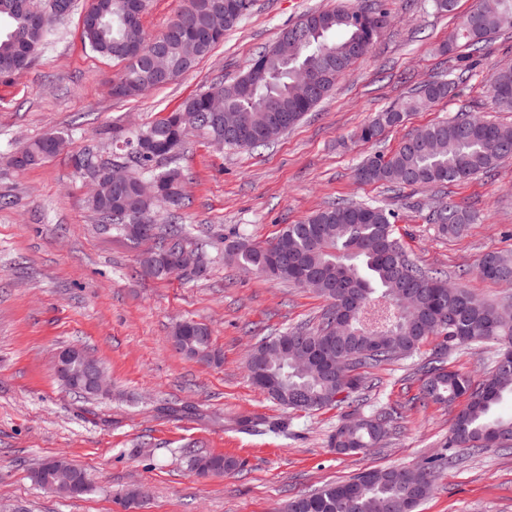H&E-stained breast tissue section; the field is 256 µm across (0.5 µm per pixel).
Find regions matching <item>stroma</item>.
<instances>
[{
	"mask_svg": "<svg viewBox=\"0 0 512 512\" xmlns=\"http://www.w3.org/2000/svg\"><path fill=\"white\" fill-rule=\"evenodd\" d=\"M479 0H457L451 14L431 0H386L389 23L312 112L271 146L221 148L191 133L178 161L190 179L180 223L200 231L206 274L158 280L139 268L142 246L99 231L89 185L71 165L85 146L112 153V128L136 129L188 98L245 72L258 53L309 11L336 0H255L251 12L189 72L145 95L119 100L110 85L120 64L84 43L80 18L89 0L56 27L23 74L0 80V512H280L288 499L360 473L413 467L441 453L458 405L421 399L427 341L412 358L371 372L365 405L385 404L396 429L383 447L358 454L330 450L328 437L347 405L312 413L284 408L261 394L246 370L257 336L316 326L327 306L308 288L273 281L224 260V241L243 234L274 239L289 224L339 200L395 211V228L420 266L461 280L474 295L512 303V287L475 268L487 252L512 248V158L493 172L444 186L390 192L354 176L367 155L389 153L407 135L467 110L512 126L488 92L493 69L512 64V31L496 35L454 96L411 113L373 143L356 139L376 112L411 88L447 77L458 53L444 50L455 26ZM49 133L69 143L48 162L14 169L10 155ZM450 198L475 211L457 238L429 224ZM191 319L212 332L219 362L177 351L171 334ZM78 346L104 367L108 390L74 398L58 380L53 356ZM259 415L272 428L244 430ZM241 460L240 470L197 475L195 454ZM61 456L86 469L92 491L69 498L40 489L31 471ZM419 512H512V448L462 455L442 468Z\"/></svg>",
	"mask_w": 512,
	"mask_h": 512,
	"instance_id": "35a3bbf8",
	"label": "stroma"
}]
</instances>
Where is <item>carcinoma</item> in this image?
Here are the masks:
<instances>
[{
    "instance_id": "carcinoma-1",
    "label": "carcinoma",
    "mask_w": 512,
    "mask_h": 512,
    "mask_svg": "<svg viewBox=\"0 0 512 512\" xmlns=\"http://www.w3.org/2000/svg\"><path fill=\"white\" fill-rule=\"evenodd\" d=\"M67 10L51 21L34 24L19 0H0V79L27 70L44 46L55 24L69 14L73 0H61ZM212 0H187L181 26L165 34L164 66L154 67L130 52L150 42L142 24H130L129 0H91L89 10L97 21L82 24V37L91 49L124 67L112 93L119 98L137 97L190 71L250 10L253 0H240L236 12L216 14ZM389 13L380 3H359L308 12L283 31L275 43L261 52L264 76L253 79L254 68L238 79L218 84L230 122L215 123L209 105L211 90L191 97L174 114L182 117L176 127L162 116L137 131L112 128L117 153L112 161L138 168L147 177L129 175L120 191L102 174L92 183L89 205L99 229L116 233L134 243L150 241L142 253V271L163 279L172 274L170 257L183 248L194 249L198 265L183 279L192 281L207 270L204 252L185 224H158L162 206L180 207L186 197L181 187L187 174L177 165L186 137L201 130L228 148L249 150L268 145L295 127L336 84V68L348 69L358 57L354 49L371 46ZM512 28V0H501L499 9L476 7L467 14L448 40V51L458 44L472 56H480L487 40ZM313 70L317 88L296 86L297 69ZM458 78L433 79L412 89L400 103L377 113L357 132V139L373 142L404 122L412 112L431 107L458 87ZM492 102L501 112H512V65L496 67L490 77ZM57 134H49L20 146L17 165L27 170L57 155ZM512 156V127L486 121L470 113L428 125L403 140L389 154H375L355 169L364 183L387 187H414L462 182L483 173ZM161 181L166 199L150 195L146 185ZM475 215L453 200L440 203L429 222L450 237L461 235ZM395 214L372 203H336L316 211L299 224H289L273 240L253 243L242 237L226 247V254L240 268L258 270L279 265L275 280L301 285L327 296L330 305L317 328H290L255 344L247 359L248 376L268 374L278 388L269 394L281 406L313 412L332 404L353 405L352 426H337L329 445L339 454H356L381 447L394 429L393 412L373 405L362 411L359 403L366 375L386 363L405 360L428 339L438 338L433 357L423 367L421 398L451 405L461 397L466 404L457 414L443 447L448 454L406 469V479L390 468L366 471L347 480L292 498L284 512H416L433 489L436 472L453 465L456 449L483 451L512 447V414L497 412L512 398V310L472 295L458 284L447 283L438 271L417 266L396 236ZM478 273L512 287V250L485 253ZM172 340L190 359L211 361L209 328L194 320L177 325ZM497 348L492 372L476 379L446 367L445 358L458 348ZM201 474H221L241 468L224 455H195Z\"/></svg>"
}]
</instances>
